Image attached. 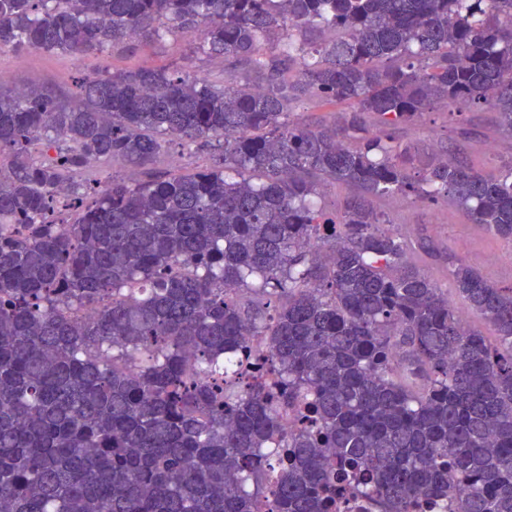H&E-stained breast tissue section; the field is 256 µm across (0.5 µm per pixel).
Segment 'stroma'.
<instances>
[{
    "instance_id": "35a3bbf8",
    "label": "stroma",
    "mask_w": 512,
    "mask_h": 512,
    "mask_svg": "<svg viewBox=\"0 0 512 512\" xmlns=\"http://www.w3.org/2000/svg\"><path fill=\"white\" fill-rule=\"evenodd\" d=\"M187 53L183 40L165 43L139 42L129 51L108 55L113 69H134L143 65L167 66L182 63ZM95 57L67 53L32 51L17 54L0 51V72L9 88L48 87L63 99L76 98L79 77L92 75ZM396 138L410 150L414 166L428 163L439 148L445 147L477 171L499 170L512 164V137L502 134L491 109L438 106L413 121L399 126ZM217 153L211 149L189 150L170 142L158 158L160 171L193 172L213 165ZM375 208L389 222V231L406 240L429 238L448 254L447 261L419 254L415 261L463 316L471 311L458 293L450 262L461 261L477 270L499 288L512 287V241L492 233L485 225L473 223L469 214L453 203L422 204L400 194L376 199Z\"/></svg>"
}]
</instances>
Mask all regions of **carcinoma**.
Here are the masks:
<instances>
[{
	"label": "carcinoma",
	"mask_w": 512,
	"mask_h": 512,
	"mask_svg": "<svg viewBox=\"0 0 512 512\" xmlns=\"http://www.w3.org/2000/svg\"><path fill=\"white\" fill-rule=\"evenodd\" d=\"M195 30L221 85L103 65L75 103L0 87V512H512V287L453 264L493 342L373 206L450 201L512 238V165L443 149L412 173L393 135L443 103L512 137V0H0L15 53ZM313 100L333 125L288 121ZM168 138L220 158L154 173ZM111 158L145 178L70 189Z\"/></svg>",
	"instance_id": "1"
}]
</instances>
